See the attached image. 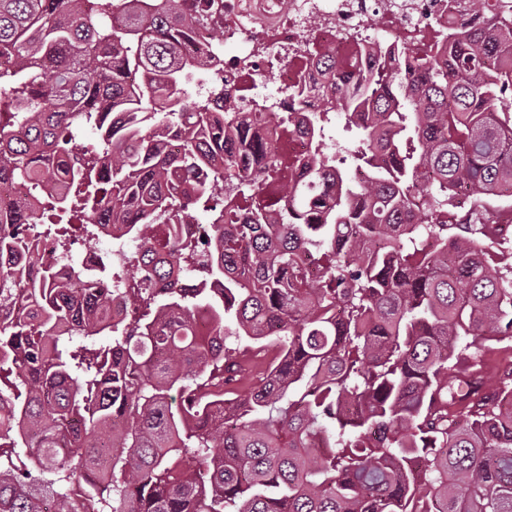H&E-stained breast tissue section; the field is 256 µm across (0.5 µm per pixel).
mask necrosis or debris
<instances>
[{"label": "necrosis or debris", "instance_id": "4bbe7bcc", "mask_svg": "<svg viewBox=\"0 0 512 512\" xmlns=\"http://www.w3.org/2000/svg\"><path fill=\"white\" fill-rule=\"evenodd\" d=\"M280 0H224V36L236 40L237 54L224 57L212 51L208 69L216 77H233L237 86H249L247 101L265 103L261 77L266 71L277 72L283 88L302 82L307 94L296 106L298 113L317 112L323 108L321 89L326 79L316 66L315 52L320 46L335 49L337 58L351 55L367 60L376 48L378 37L402 48L416 47L423 31L459 30L470 21V0H291L288 12H281ZM383 13L387 24L381 36H372L365 23L369 15ZM282 138L278 155L298 175L300 159L306 158L310 135L297 116L277 128ZM112 242L99 250L79 244L69 254L56 253L39 230L28 237L57 277L68 280L75 293L85 292L89 284L70 277L73 264L96 266L108 261L125 262L135 255L139 242L122 231L108 228Z\"/></svg>", "mask_w": 512, "mask_h": 512}]
</instances>
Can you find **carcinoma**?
I'll return each instance as SVG.
<instances>
[{
    "instance_id": "cac0c4a2",
    "label": "carcinoma",
    "mask_w": 512,
    "mask_h": 512,
    "mask_svg": "<svg viewBox=\"0 0 512 512\" xmlns=\"http://www.w3.org/2000/svg\"><path fill=\"white\" fill-rule=\"evenodd\" d=\"M223 10L0 0V178L42 202L0 208V257L30 224L62 254L120 224L143 250L103 273L144 283L114 318L110 288L0 263V512H512V362L490 381L484 357L512 341V240L460 201L512 197V0H472L441 53L320 52L308 175L275 187L259 129L305 85L264 111L224 78L183 102ZM336 109L359 143L332 153ZM190 211L211 242L170 223ZM192 268L214 288L172 286Z\"/></svg>"
}]
</instances>
